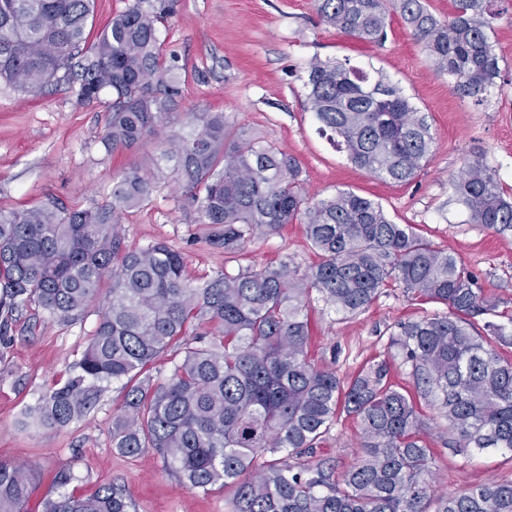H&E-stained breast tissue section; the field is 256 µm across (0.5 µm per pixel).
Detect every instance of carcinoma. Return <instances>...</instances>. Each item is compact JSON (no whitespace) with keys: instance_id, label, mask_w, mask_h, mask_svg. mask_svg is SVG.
<instances>
[{"instance_id":"carcinoma-1","label":"carcinoma","mask_w":512,"mask_h":512,"mask_svg":"<svg viewBox=\"0 0 512 512\" xmlns=\"http://www.w3.org/2000/svg\"><path fill=\"white\" fill-rule=\"evenodd\" d=\"M494 2L454 0L447 21L425 0H317V12L368 42L382 40L398 14L434 69L481 106L499 75L488 34ZM176 3L135 0L88 46L93 0H0V79L28 93L65 82L88 104L111 94L104 141L130 149L170 119L181 97V66L162 57L158 37ZM303 86L319 130L355 166L403 183L428 161L431 126L382 76L315 59ZM167 173L224 253L298 221L320 261L304 272L287 261L218 271L195 285L185 256L166 243L126 247L123 216ZM449 185L469 223L512 231V202L479 159L464 162ZM107 277L112 289L78 372L28 407L25 424L62 428L94 409L103 384L123 379L112 447L126 456L153 449L192 490L232 488L225 512H512V483L436 492L418 406L390 382L388 360L345 381L306 358L312 295L354 315L394 282L449 309L398 324L391 346L417 394L448 420L450 444L512 451V360L499 352L512 345V330L488 321L485 333L476 331L474 319L494 312L477 277L374 200L338 190L309 201L295 158L234 128L222 112H195L189 132L172 135L112 183L103 203L0 211L1 310L35 301L76 321ZM168 351L170 375L158 382L150 368ZM340 410L359 421L363 444L337 480L322 463L300 459L314 454ZM31 488L25 466L0 460V512H24ZM43 512H135V505L112 486L92 498H48Z\"/></svg>"}]
</instances>
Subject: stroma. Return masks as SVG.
Wrapping results in <instances>:
<instances>
[{
  "instance_id": "1",
  "label": "stroma",
  "mask_w": 512,
  "mask_h": 512,
  "mask_svg": "<svg viewBox=\"0 0 512 512\" xmlns=\"http://www.w3.org/2000/svg\"><path fill=\"white\" fill-rule=\"evenodd\" d=\"M490 34L500 76L485 105L459 97L447 76L438 74L399 15H391L386 39L365 43L320 21L315 0H179L176 14L159 30L164 54L183 65L184 92L177 113L131 149L107 150L102 137L107 108L80 103L75 89L60 84L32 94L0 82V209H25L54 200L87 208L102 202L142 156L159 152L177 132L190 129L193 112H221L235 126L260 133L292 155L301 170L307 198L350 190L380 203L398 224H412L435 247L455 252L473 272L496 309L485 321L512 318V233L467 221L450 200L449 177L464 159L478 158L495 171L512 196V0H501ZM349 60L397 84L434 134L432 155L406 183L380 180L355 167L330 141L305 105L303 79L310 62ZM196 207L174 178L162 179L140 208L125 215L121 232L128 247L157 241L187 258L194 283L218 270L237 271L282 261L306 270L318 257L301 224L285 225L225 258L211 242V228L198 223ZM99 298L76 321L51 317L37 303L13 313L0 311V460L32 470L26 512H41L45 499L68 493L83 498L118 484L134 499L137 512H224L223 486L202 494L168 473L147 450L134 457L112 449V413L123 382L107 384L96 408L66 427L48 431L22 428L30 405L74 372L108 298ZM440 304L407 295L393 285L364 312L342 316L313 301L307 310L310 336L306 358L316 368L350 378L366 362L391 355L397 323L443 312ZM422 437L436 456V488L452 493L494 478L512 481V452L449 446L447 422L420 403ZM356 419L339 413L315 457L342 474L361 451ZM70 469L65 487L52 481Z\"/></svg>"
}]
</instances>
